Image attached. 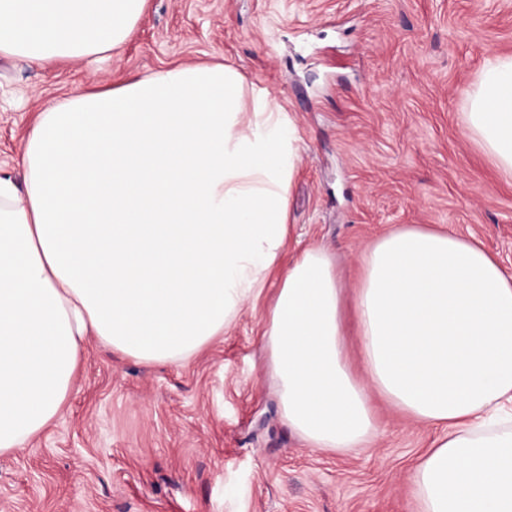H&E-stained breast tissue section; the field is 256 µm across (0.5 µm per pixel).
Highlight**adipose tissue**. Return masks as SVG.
<instances>
[{
    "label": "adipose tissue",
    "instance_id": "adipose-tissue-1",
    "mask_svg": "<svg viewBox=\"0 0 512 512\" xmlns=\"http://www.w3.org/2000/svg\"><path fill=\"white\" fill-rule=\"evenodd\" d=\"M147 0H0V55L39 66L105 55ZM467 129L512 178V56L485 57ZM302 146L241 73L180 65L43 108L20 164L0 170V454L59 413L83 342L184 361L268 286L288 233ZM363 373L345 356L336 263L289 266L262 337L281 411L307 447L377 434L374 397L439 428L412 482L420 512H512V273L481 242L409 228L362 259L354 300Z\"/></svg>",
    "mask_w": 512,
    "mask_h": 512
}]
</instances>
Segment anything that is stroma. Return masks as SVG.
Returning a JSON list of instances; mask_svg holds the SVG:
<instances>
[{
  "label": "stroma",
  "mask_w": 512,
  "mask_h": 512,
  "mask_svg": "<svg viewBox=\"0 0 512 512\" xmlns=\"http://www.w3.org/2000/svg\"><path fill=\"white\" fill-rule=\"evenodd\" d=\"M512 54V0H148L98 63L0 58V167L15 180L42 108L177 64L221 62L267 89L303 149L282 262L322 246L354 296L367 245L418 226L473 237L512 271V179L471 140L482 60ZM269 298L185 363L83 345L58 416L0 455V512H417L438 434L377 401L370 448H307L282 418L258 336Z\"/></svg>",
  "instance_id": "stroma-1"
}]
</instances>
